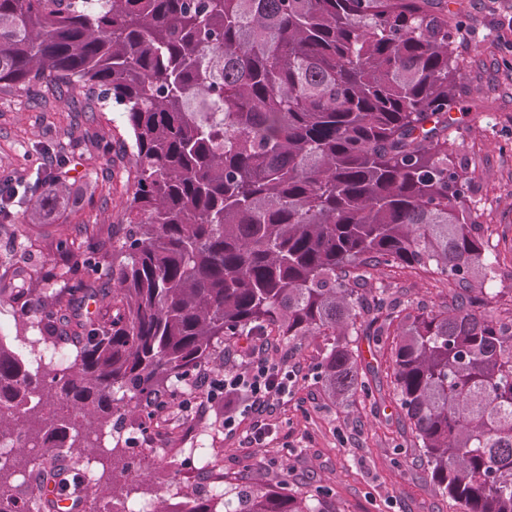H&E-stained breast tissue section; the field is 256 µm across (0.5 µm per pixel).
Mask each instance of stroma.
I'll return each mask as SVG.
<instances>
[{"label":"stroma","instance_id":"1","mask_svg":"<svg viewBox=\"0 0 512 512\" xmlns=\"http://www.w3.org/2000/svg\"><path fill=\"white\" fill-rule=\"evenodd\" d=\"M456 9V51L468 98L463 109L451 111L450 133L469 183L465 205L497 260L496 276L484 288L494 293L495 309L505 312L512 309V0H458ZM130 146L125 114L84 88L38 99L19 87L0 90V180L20 191L32 188L48 161L60 158L62 179L84 199L78 208H60L48 224H25L26 209L18 205L10 218L0 217L1 284L36 288L53 267L57 287H65L63 273L75 257L58 251L59 237L79 242L91 228L111 240L134 190ZM376 280L412 313L440 304L448 292L420 270L385 268ZM38 336L22 325L14 298L0 296V337L21 350ZM330 343L327 336L268 337L269 358L287 360L298 381L274 411V433L264 444L249 439L251 417L224 430L218 403L200 415L166 410L155 416L148 439L133 453L143 495L155 494L170 474L184 494L220 473L235 484L317 494L338 512H462L431 483L395 400L392 337H352L369 394L347 407L335 404L314 378ZM193 449L209 458L210 468L191 464Z\"/></svg>","mask_w":512,"mask_h":512}]
</instances>
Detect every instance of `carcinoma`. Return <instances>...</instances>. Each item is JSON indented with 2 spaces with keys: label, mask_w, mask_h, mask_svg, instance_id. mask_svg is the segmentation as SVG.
Segmentation results:
<instances>
[{
  "label": "carcinoma",
  "mask_w": 512,
  "mask_h": 512,
  "mask_svg": "<svg viewBox=\"0 0 512 512\" xmlns=\"http://www.w3.org/2000/svg\"><path fill=\"white\" fill-rule=\"evenodd\" d=\"M448 0H0V88L80 86L122 106L134 191L112 235V287L0 288L67 356L41 369L0 337V436L41 448L37 512L80 503L84 430L125 411L184 406L221 373L224 342L330 336L317 382L339 405L365 393L349 337L397 335L392 384L439 493L463 512H512V315L474 286L495 278L468 182L448 153L457 24ZM68 203L57 184L26 223ZM381 266L454 288L407 314L361 285ZM40 300L31 309L33 299ZM109 312L82 313L86 300ZM112 490L131 478L112 438ZM154 512H332L314 495L224 486Z\"/></svg>",
  "instance_id": "1"
}]
</instances>
